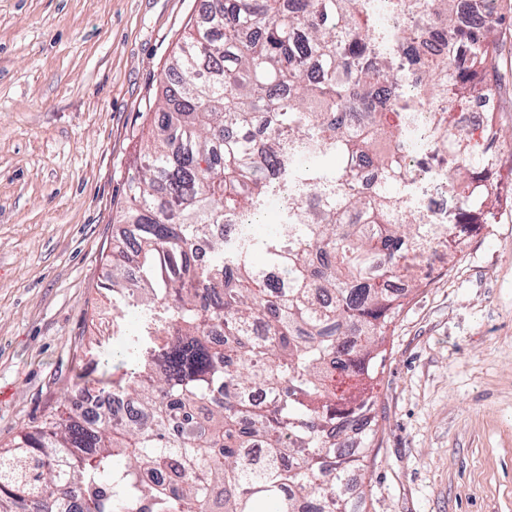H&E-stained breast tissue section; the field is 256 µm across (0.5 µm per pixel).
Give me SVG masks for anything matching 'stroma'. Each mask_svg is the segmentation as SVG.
Segmentation results:
<instances>
[{
	"label": "stroma",
	"instance_id": "stroma-1",
	"mask_svg": "<svg viewBox=\"0 0 512 512\" xmlns=\"http://www.w3.org/2000/svg\"><path fill=\"white\" fill-rule=\"evenodd\" d=\"M204 0H0V446L108 383L103 285L162 78ZM495 61L512 130V25ZM386 336L367 512H512V205Z\"/></svg>",
	"mask_w": 512,
	"mask_h": 512
}]
</instances>
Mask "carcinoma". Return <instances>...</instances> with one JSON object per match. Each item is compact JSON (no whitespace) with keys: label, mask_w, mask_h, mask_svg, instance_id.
Here are the masks:
<instances>
[{"label":"carcinoma","mask_w":512,"mask_h":512,"mask_svg":"<svg viewBox=\"0 0 512 512\" xmlns=\"http://www.w3.org/2000/svg\"><path fill=\"white\" fill-rule=\"evenodd\" d=\"M206 2L167 70L107 256L112 334L125 337L112 394L140 417L52 408L0 449V512H70L74 500L78 512H366L354 475L373 442L369 389L420 256L454 257L472 225L512 203V188L476 183L502 168L512 133L494 112L477 137L456 119L469 100L500 97L512 0H483L493 19L470 26L457 0H390L408 19L396 29L374 23L370 0ZM424 30L446 57L408 52ZM415 106L427 107L418 129L405 121ZM418 148L460 203L446 224L415 206ZM358 159L378 172L368 192ZM282 192L277 234L212 235ZM220 325L222 343L209 331ZM343 412L364 422L356 442L336 433ZM145 470L158 478L141 482Z\"/></svg>","instance_id":"obj_1"}]
</instances>
